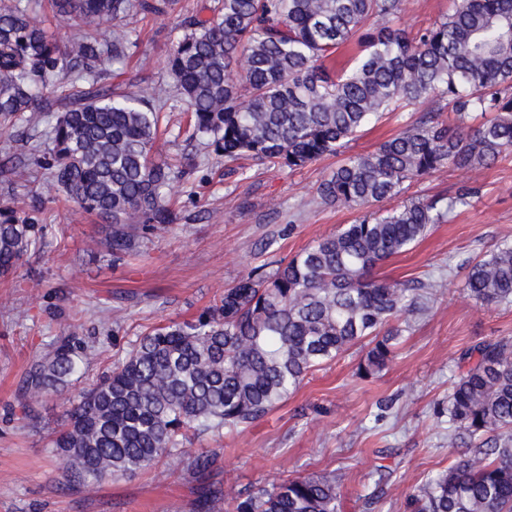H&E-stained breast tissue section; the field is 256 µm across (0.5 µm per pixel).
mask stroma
I'll return each instance as SVG.
<instances>
[{
  "mask_svg": "<svg viewBox=\"0 0 512 512\" xmlns=\"http://www.w3.org/2000/svg\"><path fill=\"white\" fill-rule=\"evenodd\" d=\"M128 24L141 35L128 70L165 77L176 42L170 20L134 16ZM417 116L413 106L387 114L366 126L348 153L374 151ZM185 124L183 112H172L168 132L157 141L158 159L178 165L192 157L199 164L170 192L183 219L144 241L142 256L113 261L100 246L104 226L61 197L39 215L50 227L39 251L25 256L15 273L0 276V512H200L201 481L246 493L323 470L342 476L343 512H410V496L457 457L443 411L461 354L512 337V302L483 305L463 287L474 260L512 239V151L489 168L447 169L407 182L400 195L382 202L386 210L408 199L451 195L463 185L475 191L449 223L434 225L414 249L378 268L387 280L445 279L428 315L410 316L393 360L379 375L357 376L364 350L353 348L312 372L288 400L245 429L194 439L192 448L219 453L206 471L165 457L91 494L67 479L51 451L52 433L81 390L124 356L138 335L197 316L219 288L255 267L275 269L359 215L317 196L335 157L295 171L249 162L232 173L203 147L174 137ZM204 210L212 218L199 219ZM71 332L94 345L95 356L62 392L43 399L35 420L25 419L18 394L28 361ZM376 488L380 498L366 504Z\"/></svg>",
  "mask_w": 512,
  "mask_h": 512,
  "instance_id": "1",
  "label": "stroma"
}]
</instances>
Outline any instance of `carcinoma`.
<instances>
[{
  "label": "carcinoma",
  "instance_id": "cac0c4a2",
  "mask_svg": "<svg viewBox=\"0 0 512 512\" xmlns=\"http://www.w3.org/2000/svg\"><path fill=\"white\" fill-rule=\"evenodd\" d=\"M58 25L112 20L108 37L57 41L32 14L36 0H0V181L46 170L28 208L0 194V276L39 249L37 215L63 195L108 225L116 259L169 231L176 168L153 151L168 97L134 75L112 82L138 35L132 15L166 16L180 34L167 76L190 112V137L231 163L290 170L341 152L398 103L419 118L374 151L344 158L321 183L322 201L363 213L271 272H250L192 320L142 333L125 356L71 405L53 438L65 475L90 491L115 475L176 456L197 471L217 461L190 437L245 427L283 403L315 367L368 341L357 375L380 374L403 329L426 310L442 278L387 281L375 269L449 222L470 190L409 200L378 212L404 182L445 168L493 166L512 150V0H453L448 15L411 35L398 25L405 0H50ZM455 123L440 120L443 104ZM45 148L37 141L41 125ZM464 288L486 304L512 302V240L472 265ZM92 349L59 336L34 358L22 386L30 411L56 393ZM467 368L448 402L457 461L411 496L413 512H512V340L463 354ZM339 477L315 472L245 494L198 488L200 512H342Z\"/></svg>",
  "mask_w": 512,
  "mask_h": 512
}]
</instances>
